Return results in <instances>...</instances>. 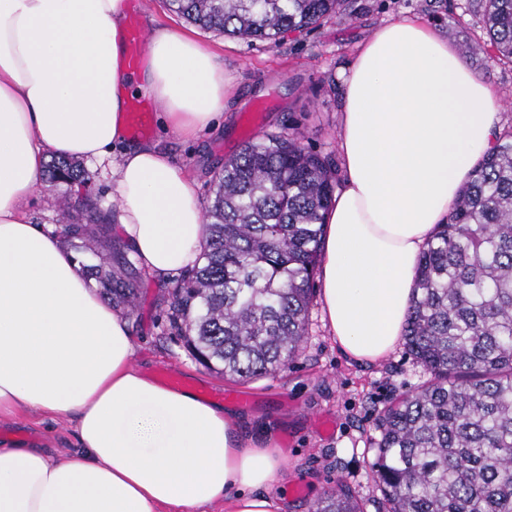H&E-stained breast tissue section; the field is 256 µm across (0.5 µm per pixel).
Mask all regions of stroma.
Masks as SVG:
<instances>
[{"mask_svg": "<svg viewBox=\"0 0 512 512\" xmlns=\"http://www.w3.org/2000/svg\"><path fill=\"white\" fill-rule=\"evenodd\" d=\"M141 20L155 18L188 31L216 50L231 78L234 99L224 112L222 130H206L185 141L166 133L161 114L152 117L145 143L166 150L196 180L199 197L237 154L249 135L247 119L258 132L300 131L311 150L337 156V134L343 99L339 77L358 45L377 26L412 17L432 26L456 47L473 46L466 62L488 84L500 105V132L512 133V62L482 50L486 30L471 0H347V10L310 33L277 43L249 42L194 27L169 12L163 0H127ZM66 185L41 183L27 204L31 221L54 230L62 221L60 202ZM174 279L141 275L135 305L126 317L134 339L136 365L148 376L159 371L193 382L195 391L237 390L249 395L247 409L225 403L237 413L246 434L272 433L288 459L282 486L288 512H309L337 484L348 485L376 512L380 493L375 485L369 449L377 438L379 417L394 398L416 391L428 378L406 348L375 363H358L340 353L322 319L319 303L309 311L308 336L300 356L278 374L246 383L224 379L193 360L182 342L172 337L167 313ZM0 439L35 442L56 454L77 451L73 427L35 413L0 426Z\"/></svg>", "mask_w": 512, "mask_h": 512, "instance_id": "1", "label": "stroma"}]
</instances>
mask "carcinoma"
Wrapping results in <instances>:
<instances>
[{
	"instance_id": "cac0c4a2",
	"label": "carcinoma",
	"mask_w": 512,
	"mask_h": 512,
	"mask_svg": "<svg viewBox=\"0 0 512 512\" xmlns=\"http://www.w3.org/2000/svg\"><path fill=\"white\" fill-rule=\"evenodd\" d=\"M206 30L277 41L317 27L345 0H165ZM492 50L512 59V0H473ZM298 131L266 133L225 160L204 207L205 245L173 288L169 324L190 355L226 378L288 367L307 339L323 220L336 190L331 157ZM53 182L86 184L68 159ZM85 222L63 226L69 242L102 239L106 216L85 203ZM83 266L115 306L135 288L114 279L127 256L102 246ZM406 329L409 355L432 375L386 408L374 462L385 512H512V135L479 162L419 262ZM312 512H363L338 487Z\"/></svg>"
}]
</instances>
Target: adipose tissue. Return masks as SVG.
<instances>
[{
    "label": "adipose tissue",
    "instance_id": "adipose-tissue-1",
    "mask_svg": "<svg viewBox=\"0 0 512 512\" xmlns=\"http://www.w3.org/2000/svg\"><path fill=\"white\" fill-rule=\"evenodd\" d=\"M127 0H0V423L34 409L71 419L79 451L0 441V512H286L279 448L236 414L132 364L127 320L75 270L25 206L47 155L110 161L123 235L149 276L202 251L194 180L126 139L128 86L188 140L218 127L231 80L214 50L153 27L137 78L124 67ZM344 181L325 222L320 302L357 362L403 338L421 251L500 131L501 107L433 28L402 18L362 42L343 74Z\"/></svg>",
    "mask_w": 512,
    "mask_h": 512
}]
</instances>
